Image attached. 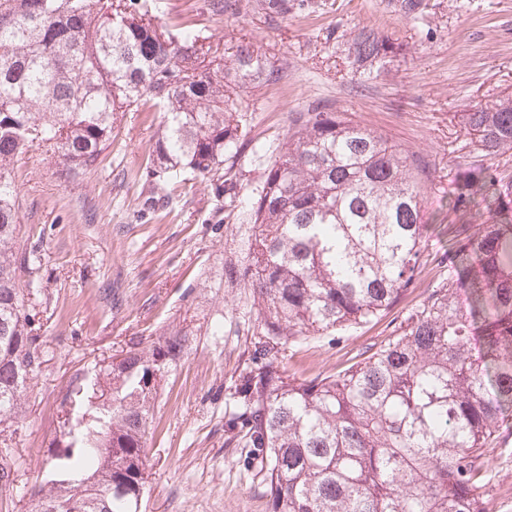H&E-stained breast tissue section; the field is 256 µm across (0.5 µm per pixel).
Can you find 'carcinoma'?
Here are the masks:
<instances>
[{"label":"carcinoma","mask_w":512,"mask_h":512,"mask_svg":"<svg viewBox=\"0 0 512 512\" xmlns=\"http://www.w3.org/2000/svg\"><path fill=\"white\" fill-rule=\"evenodd\" d=\"M290 0H207L214 16L254 8L288 16ZM161 0H0V423L24 411L26 377L43 363L30 310L41 257L19 253L15 160L55 149L61 173L96 166L120 112H164L147 169L184 172L236 195L224 162L245 145L242 93L274 86L282 68L239 39L214 55L201 32L158 24ZM389 53L362 28L354 74ZM477 161L448 173L452 209L482 219L431 255L443 274L400 332L335 374L297 378L286 352L382 318L421 265L430 167L330 106L299 112L251 203L247 260L228 277L250 290L259 336L224 415L227 440L262 460L269 512H487L484 458L512 412V95L461 115ZM27 274L21 284V274ZM477 282L478 307L461 287ZM186 333L134 344L71 378L48 441L50 479L28 489L34 512H140L146 436L160 382ZM17 478L0 448V491ZM92 480L88 488L77 482Z\"/></svg>","instance_id":"carcinoma-1"}]
</instances>
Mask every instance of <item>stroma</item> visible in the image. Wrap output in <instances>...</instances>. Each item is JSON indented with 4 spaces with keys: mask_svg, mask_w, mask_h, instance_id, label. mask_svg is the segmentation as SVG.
I'll return each mask as SVG.
<instances>
[{
    "mask_svg": "<svg viewBox=\"0 0 512 512\" xmlns=\"http://www.w3.org/2000/svg\"><path fill=\"white\" fill-rule=\"evenodd\" d=\"M283 19L252 10L208 13L206 0H163V23L192 27L215 47L243 38L260 43L283 68L281 82L243 96L249 144L234 159L236 198L196 179L163 195L146 166L161 113L123 112L112 144L95 168L65 178L54 152L20 157L13 175L19 244L43 256L40 317L45 361L26 392L25 416L13 427L18 481L47 476L44 452L62 392L76 370L136 342L184 330V350L163 378L146 440L147 490L141 512H268L249 450L226 443L224 413L258 332L252 296L229 281L253 229L247 202L263 184L273 150L296 113L316 105L346 109L362 125L426 158L431 226L426 252L450 246L460 217L448 208V171L472 148L458 116L468 106L512 94V0H423L408 17L399 0H307ZM392 44L380 70L354 80L348 47L362 28ZM439 281L422 264L413 284L381 319L321 336L284 361L299 378L328 375L392 336ZM489 450L488 512H512V420Z\"/></svg>",
    "mask_w": 512,
    "mask_h": 512,
    "instance_id": "stroma-1",
    "label": "stroma"
}]
</instances>
